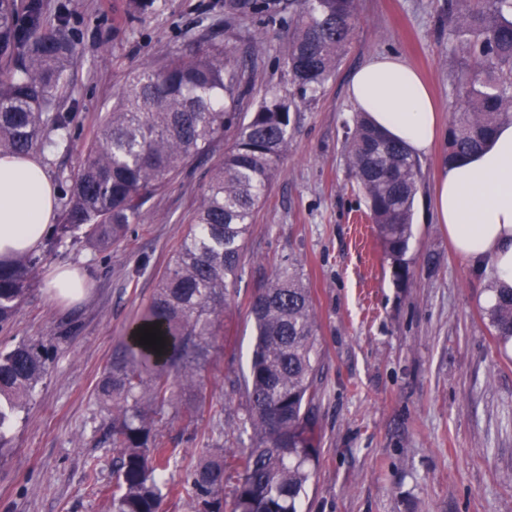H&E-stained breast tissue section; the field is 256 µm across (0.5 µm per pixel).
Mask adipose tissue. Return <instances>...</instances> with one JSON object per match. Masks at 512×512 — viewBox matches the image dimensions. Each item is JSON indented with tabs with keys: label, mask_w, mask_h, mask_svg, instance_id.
I'll use <instances>...</instances> for the list:
<instances>
[{
	"label": "adipose tissue",
	"mask_w": 512,
	"mask_h": 512,
	"mask_svg": "<svg viewBox=\"0 0 512 512\" xmlns=\"http://www.w3.org/2000/svg\"><path fill=\"white\" fill-rule=\"evenodd\" d=\"M350 100L415 156L439 132L438 111L417 71L400 56H377L354 73ZM57 209V191L38 158L0 157V261L38 249ZM433 218L456 253L489 275L487 304L512 291V122L478 151L447 164L433 196Z\"/></svg>",
	"instance_id": "1"
}]
</instances>
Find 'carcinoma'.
Here are the masks:
<instances>
[{"label":"carcinoma","instance_id":"cac0c4a2","mask_svg":"<svg viewBox=\"0 0 512 512\" xmlns=\"http://www.w3.org/2000/svg\"><path fill=\"white\" fill-rule=\"evenodd\" d=\"M43 0H0V156L50 151L71 137L73 117L54 111L75 65L69 9L45 28ZM230 23L240 16L279 22L288 30L286 58L293 91L268 88L248 121H238L252 92L250 63L224 46L218 33L134 73L101 118L88 156L72 178L63 223L48 242L68 239L94 247L120 242L173 175L237 126L233 144L213 170L194 224L148 304L113 351L97 385L112 408L117 451L112 512H162L165 472L179 451L164 445L156 425L179 393L196 385L208 339L223 324L229 286L243 276L241 256L253 216L278 163L288 154L295 98L314 96L334 73L358 23V0H224ZM448 39L461 51L456 109L448 127L447 161L471 154L512 120V0H450ZM57 139L45 136V130ZM349 168L372 222L406 276L421 166L402 144L385 138L365 117L346 139ZM38 258L20 253L0 263V325L13 320L30 291ZM248 315L254 337L240 384L243 431L249 445L226 453L208 448L187 465L181 494L197 512H226L224 482L238 481L231 512H300L319 459L321 373L311 289L291 265L253 294ZM498 340L512 341V294L488 309ZM159 325L164 349L139 344L138 329ZM47 369L41 346L0 351V450L5 430Z\"/></svg>","mask_w":512,"mask_h":512}]
</instances>
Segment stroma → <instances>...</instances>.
Masks as SVG:
<instances>
[{
	"instance_id": "35a3bbf8",
	"label": "stroma",
	"mask_w": 512,
	"mask_h": 512,
	"mask_svg": "<svg viewBox=\"0 0 512 512\" xmlns=\"http://www.w3.org/2000/svg\"><path fill=\"white\" fill-rule=\"evenodd\" d=\"M61 1L77 44L70 85L56 109L73 115L74 135L41 157L54 184L83 165L100 116L128 78L191 37L221 28L236 56L251 59L245 112L255 110L267 87L289 83L286 29L255 18L225 25L224 0H154L142 15L132 0H44L46 26H55ZM358 5L359 22L335 73L293 112L290 148L254 214L245 274L230 289L223 330L200 365L197 386L181 397L197 409L198 425L187 426L170 408L158 433L188 460L210 441L240 448L244 411L230 382L248 370V304L294 262L312 291L323 365L320 456L303 512H512V350L496 339L487 316L489 280L453 252L431 214L448 137L440 135L420 158L401 282L345 156L356 112L348 84L376 55L394 53L416 67L442 121H449L457 59L448 40V0ZM234 138L226 131L171 178L140 222L107 250L40 247L32 289L13 321L0 327V351L27 341L48 351V373L0 451V512H109L112 413L96 385L152 297ZM60 265L85 273L89 287L80 301L49 293L46 281Z\"/></svg>"
}]
</instances>
